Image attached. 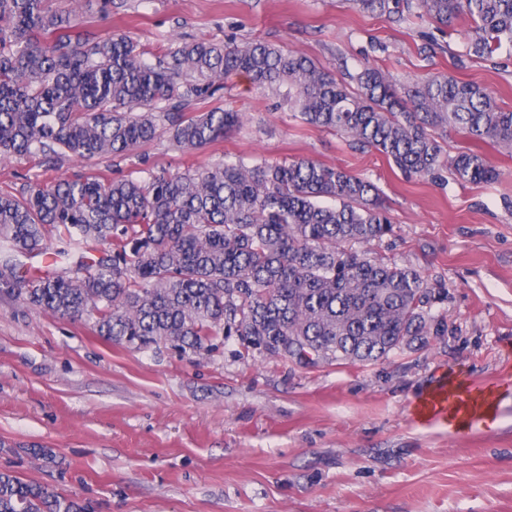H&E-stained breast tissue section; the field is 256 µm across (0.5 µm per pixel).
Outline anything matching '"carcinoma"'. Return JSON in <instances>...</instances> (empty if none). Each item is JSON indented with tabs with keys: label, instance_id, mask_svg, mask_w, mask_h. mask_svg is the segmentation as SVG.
<instances>
[{
	"label": "carcinoma",
	"instance_id": "cac0c4a2",
	"mask_svg": "<svg viewBox=\"0 0 512 512\" xmlns=\"http://www.w3.org/2000/svg\"><path fill=\"white\" fill-rule=\"evenodd\" d=\"M395 23L445 31L465 20L469 54L512 50V0H352ZM244 74L288 86L304 123L372 148L398 169L434 180L492 183L500 171L452 135L512 156V109L452 74L398 86L378 67L350 82L268 43L170 44L157 52L127 34L93 31L50 0H0V158L124 157L159 133L203 148L241 113L197 111ZM329 199L332 204L324 203ZM56 231L53 246L47 228ZM392 230L370 181L311 158L221 160L176 173L106 179L90 171L0 192V292L102 338L142 349L208 352L218 336L300 364L376 362L430 330L431 295L410 267L354 249ZM80 253L75 270L40 274L26 260ZM0 512H94L49 486L0 470Z\"/></svg>",
	"mask_w": 512,
	"mask_h": 512
}]
</instances>
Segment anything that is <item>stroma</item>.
Returning <instances> with one entry per match:
<instances>
[{
	"label": "stroma",
	"mask_w": 512,
	"mask_h": 512,
	"mask_svg": "<svg viewBox=\"0 0 512 512\" xmlns=\"http://www.w3.org/2000/svg\"><path fill=\"white\" fill-rule=\"evenodd\" d=\"M115 2L85 20L149 49L260 39L339 79L368 63L399 84L454 69L512 108L511 51L472 58L468 34L396 24L349 0ZM208 105L240 112L242 126L197 150L161 136L125 160H0V189L95 169L120 178L312 158L377 186L392 230L361 249L421 273L441 330L372 364L303 366L238 336L203 354L129 349L0 294V468L96 512H512V157L482 148L501 172L492 184L432 182L302 123L245 76ZM443 383L492 417L462 428L420 418Z\"/></svg>",
	"instance_id": "obj_1"
}]
</instances>
